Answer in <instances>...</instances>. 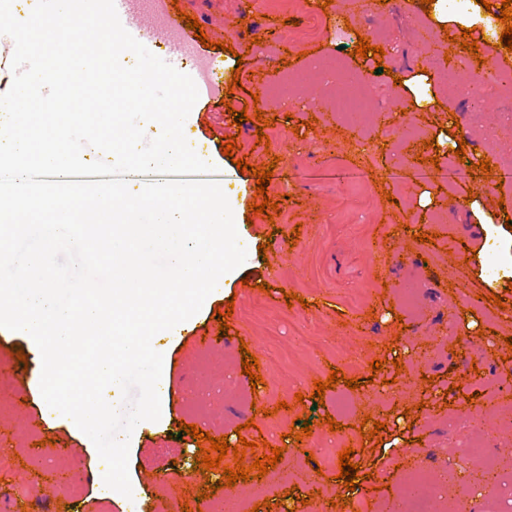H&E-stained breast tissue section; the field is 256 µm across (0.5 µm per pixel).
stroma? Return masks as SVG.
Instances as JSON below:
<instances>
[{
	"label": "stroma",
	"mask_w": 512,
	"mask_h": 512,
	"mask_svg": "<svg viewBox=\"0 0 512 512\" xmlns=\"http://www.w3.org/2000/svg\"><path fill=\"white\" fill-rule=\"evenodd\" d=\"M250 0H178L181 11L197 17L208 41L214 42L211 57L227 68H240L242 77L263 76L273 71L274 82L288 73H308L304 103L272 97L263 104L266 116L276 123L267 127L269 145L257 142L255 121L234 124L232 114L242 111L249 95L234 88L228 103L196 101L191 122L185 126L188 142L203 159L223 165L235 181L224 193L235 201L246 261L235 270L234 313L228 322L238 338L218 339L215 305L199 314L197 325L173 340L167 348L169 424L144 433L128 454V474L137 488L132 497L118 502L96 497V448H84L65 418L49 419L41 411L40 368L33 339L0 328V512L11 504L29 506L31 512H152L154 502L167 494V483L181 479L184 499L190 507L220 508L223 491L199 499L207 482L222 476L220 469L208 474L193 469L198 450L195 439L179 433V423L196 425L214 437L241 429L250 441L266 438L284 447L281 462L259 480L237 481L234 490L243 512L277 495L286 496L296 512H355L373 488L390 486L400 492L423 471L443 478L434 512L468 503L472 512H512V485L483 487L467 483L478 460L465 456L473 443L482 444L499 472L512 475V400L497 398L501 379L512 373V292L504 306L486 299L491 289L480 275V263L472 259L456 268L447 246L413 240L429 228L430 221L450 225L451 234L475 249L481 242L480 225L498 227L499 253L512 252V229L498 216L496 192L506 171H512V94L490 88L484 94L480 122H472V106L457 95L443 71V55L421 57L417 48L425 31L447 29L460 36L459 24L440 25L421 6L409 0H387L373 14L349 11L347 0H334L321 9L310 0L286 23L283 13L269 10L267 18L253 17ZM504 26L493 14L473 33L480 40L478 60L467 71L479 74V62L512 67V58L499 41ZM384 49L382 60L349 59L358 37ZM228 50H219V43ZM351 71L366 75L374 88L375 115L361 128L347 126L332 112L324 87L312 66L332 70L337 59ZM385 73H377V65ZM402 88H395V80ZM316 118L313 131L300 125ZM460 126L462 138L449 133ZM235 135L238 147L225 156V134ZM435 148H427L428 140ZM466 140L465 158L454 154L459 140ZM496 140L494 152L484 153L488 140ZM439 164H432V157ZM247 158L252 165L275 162L268 195L278 201L281 214L275 220L250 216L247 207L256 192L251 172H238L235 161ZM489 158L491 177H471L473 162ZM456 168L462 186L473 189L474 201L455 200L457 188L448 183V168ZM300 227L296 244L287 235ZM272 243L282 251L275 266H268L259 247ZM387 253L391 277L390 298L379 303L380 285L375 276L380 253ZM467 275L477 298L466 304L458 299L460 275ZM270 291H259L261 283ZM297 294L299 303L287 304L285 294ZM481 320L484 336L465 331L467 310ZM355 317L368 321L365 333L343 330ZM212 336L209 346L198 347L197 335ZM247 345L261 368L265 382L264 402L244 400L250 392L248 375L241 367L240 345ZM24 351L26 367H18L17 351ZM401 358L403 370L392 360ZM385 362L373 373V359ZM476 364L470 375L477 399L466 402L456 391L463 365ZM346 377L359 378L352 390L345 384L326 390L323 400L312 399L314 383L326 380L331 368ZM306 395L297 403L296 394ZM350 402L349 425L333 432L319 416L339 417L342 400ZM408 411L411 430L403 434L399 451H363L366 439L357 430L364 416L393 422L394 412ZM308 415L315 427L303 440L282 443L297 416ZM254 427H247V420ZM55 441L57 454H36L34 445L43 438ZM350 444L354 459L368 478L358 486L347 507L330 506L343 493L338 464L324 465L314 459L316 448ZM81 462L83 476L78 494H68L63 478L73 462ZM166 472L157 482L150 474ZM455 481H447L448 473ZM297 495H290V488ZM309 497L299 506L297 496Z\"/></svg>",
	"instance_id": "1"
}]
</instances>
